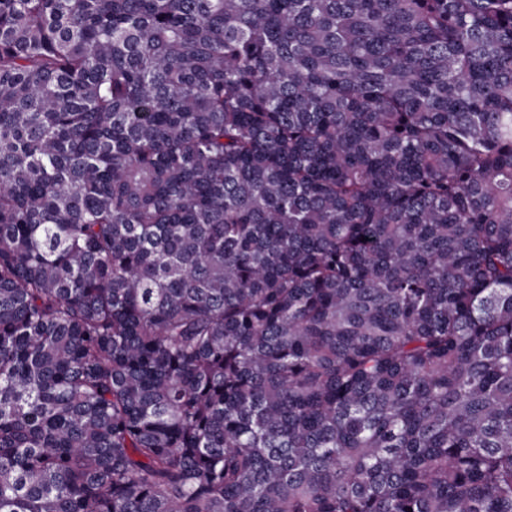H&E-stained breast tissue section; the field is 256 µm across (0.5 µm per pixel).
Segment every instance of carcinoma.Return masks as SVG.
<instances>
[{"mask_svg":"<svg viewBox=\"0 0 512 512\" xmlns=\"http://www.w3.org/2000/svg\"><path fill=\"white\" fill-rule=\"evenodd\" d=\"M0 512H512V0H0Z\"/></svg>","mask_w":512,"mask_h":512,"instance_id":"carcinoma-1","label":"carcinoma"}]
</instances>
